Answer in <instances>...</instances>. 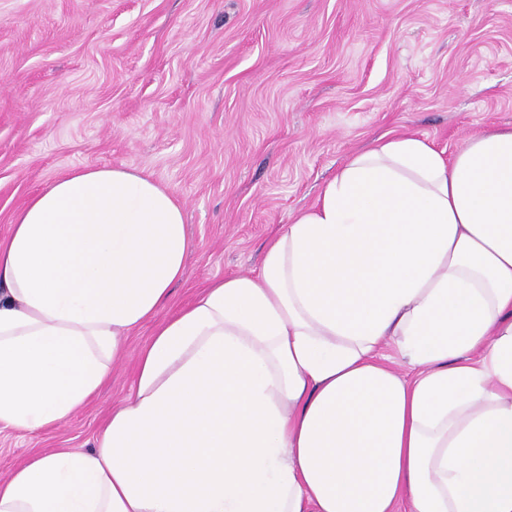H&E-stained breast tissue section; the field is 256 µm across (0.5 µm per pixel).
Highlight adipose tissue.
<instances>
[{"instance_id": "ef3b65f1", "label": "adipose tissue", "mask_w": 512, "mask_h": 512, "mask_svg": "<svg viewBox=\"0 0 512 512\" xmlns=\"http://www.w3.org/2000/svg\"><path fill=\"white\" fill-rule=\"evenodd\" d=\"M191 253L182 205L123 168L72 170L19 211L0 426L66 421L156 328L92 449H32L0 512H512V129L450 157L378 137L258 272L158 320ZM388 343L414 379L378 360Z\"/></svg>"}]
</instances>
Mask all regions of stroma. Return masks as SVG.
<instances>
[{"mask_svg": "<svg viewBox=\"0 0 512 512\" xmlns=\"http://www.w3.org/2000/svg\"><path fill=\"white\" fill-rule=\"evenodd\" d=\"M506 126L512 0H0V237L73 168L148 175L192 237L175 310L256 272L273 232L377 136L452 154ZM154 329L67 421L0 428V478L32 448L91 449Z\"/></svg>", "mask_w": 512, "mask_h": 512, "instance_id": "stroma-1", "label": "stroma"}]
</instances>
